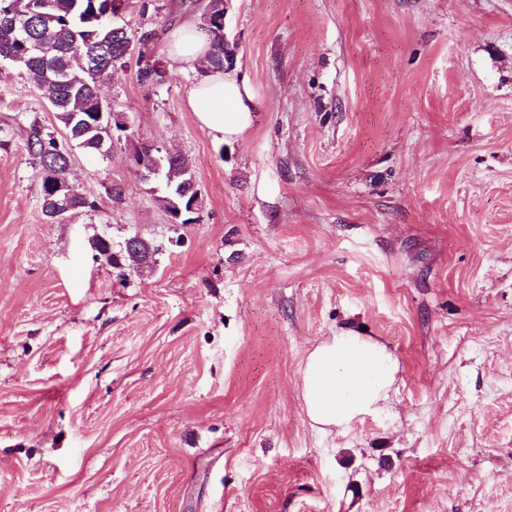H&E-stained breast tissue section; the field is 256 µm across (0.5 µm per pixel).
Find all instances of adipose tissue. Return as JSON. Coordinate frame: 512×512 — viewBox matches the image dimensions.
Segmentation results:
<instances>
[{
	"instance_id": "ef3b65f1",
	"label": "adipose tissue",
	"mask_w": 512,
	"mask_h": 512,
	"mask_svg": "<svg viewBox=\"0 0 512 512\" xmlns=\"http://www.w3.org/2000/svg\"><path fill=\"white\" fill-rule=\"evenodd\" d=\"M212 34L203 20L188 21L169 35L172 64L199 63L187 105L199 126L222 141L247 127L256 110L245 80L207 62ZM398 362L382 341L347 330L316 345L302 369V400L308 420L321 431L349 430L378 412L392 388Z\"/></svg>"
}]
</instances>
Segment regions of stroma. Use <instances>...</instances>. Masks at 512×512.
Masks as SVG:
<instances>
[{"instance_id":"35a3bbf8","label":"stroma","mask_w":512,"mask_h":512,"mask_svg":"<svg viewBox=\"0 0 512 512\" xmlns=\"http://www.w3.org/2000/svg\"><path fill=\"white\" fill-rule=\"evenodd\" d=\"M203 2L123 11L167 79L103 85L132 134L72 149L95 206L60 223L26 138L65 132L0 61V512H512V0H225L258 110L221 143L167 52ZM145 145L187 159L192 223ZM344 330L399 371L323 433L301 368Z\"/></svg>"}]
</instances>
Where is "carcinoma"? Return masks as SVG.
Here are the masks:
<instances>
[{"label":"carcinoma","instance_id":"carcinoma-1","mask_svg":"<svg viewBox=\"0 0 512 512\" xmlns=\"http://www.w3.org/2000/svg\"><path fill=\"white\" fill-rule=\"evenodd\" d=\"M27 18V29L20 33L15 27L14 2ZM108 0H0V59H8L22 66L34 81L43 98L50 102L56 118L70 143L89 155H98L104 145L112 142V112L100 116L96 97L103 81L137 55L142 81L162 82L166 71L152 59L150 42L153 33L144 32L135 37L119 27L112 17L104 16L103 5ZM203 20L213 35L208 64L224 68L229 51L224 43V24L217 13L205 11ZM39 43L47 53L28 51L32 43ZM28 151L39 161L42 172V211L49 223L65 219L71 212L92 208L94 203L82 194L61 197L49 188L50 175H65L71 163V153L55 138L44 136L37 125L30 126ZM149 162H157L162 171L177 176L162 198L172 216L187 208L189 202L199 203L200 193L192 175L188 174L186 160L171 153H161L152 146L137 152ZM151 248L140 241L139 249L125 248V263L136 269L149 263Z\"/></svg>","mask_w":512,"mask_h":512}]
</instances>
